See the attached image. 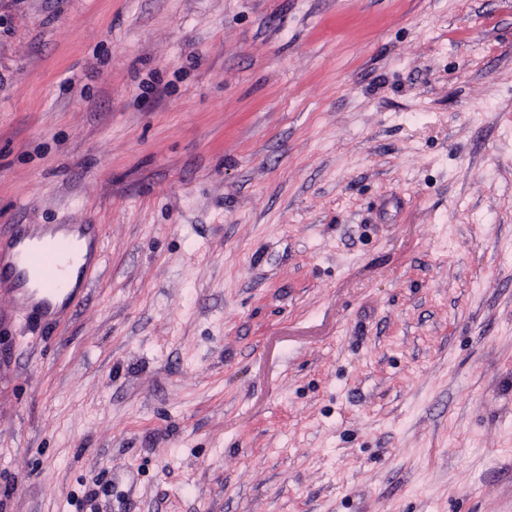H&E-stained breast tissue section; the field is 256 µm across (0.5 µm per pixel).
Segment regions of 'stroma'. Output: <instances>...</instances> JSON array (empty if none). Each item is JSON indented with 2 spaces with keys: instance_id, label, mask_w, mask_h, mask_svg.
<instances>
[{
  "instance_id": "35a3bbf8",
  "label": "stroma",
  "mask_w": 512,
  "mask_h": 512,
  "mask_svg": "<svg viewBox=\"0 0 512 512\" xmlns=\"http://www.w3.org/2000/svg\"><path fill=\"white\" fill-rule=\"evenodd\" d=\"M0 512H512V0H0ZM83 262L84 258L73 266L74 251L67 240L42 234L41 231H17L5 252L0 251V278L7 268L10 272L8 277L16 288L26 291L16 290L17 301L27 309L52 315L59 308V297H63L61 304L68 301L70 305L74 301L68 288L69 271L71 269L72 288ZM28 273L34 278L35 288H23Z\"/></svg>"
}]
</instances>
